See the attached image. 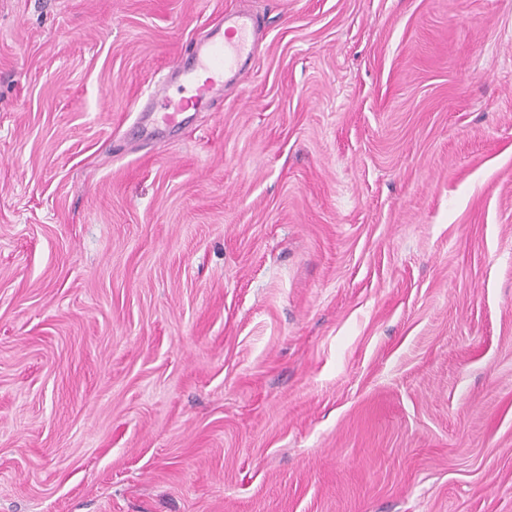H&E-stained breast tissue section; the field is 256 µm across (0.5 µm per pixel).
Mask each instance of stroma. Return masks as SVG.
<instances>
[{
  "instance_id": "35a3bbf8",
  "label": "stroma",
  "mask_w": 512,
  "mask_h": 512,
  "mask_svg": "<svg viewBox=\"0 0 512 512\" xmlns=\"http://www.w3.org/2000/svg\"><path fill=\"white\" fill-rule=\"evenodd\" d=\"M0 512H512V0H0ZM257 35L256 18L248 12L225 14L224 28L217 30V37L205 45H195L189 56L191 61L182 66L183 89L195 92L190 97L166 99L160 114L165 123H173L179 112L194 105L198 97L216 96L241 70L243 59L254 53Z\"/></svg>"
}]
</instances>
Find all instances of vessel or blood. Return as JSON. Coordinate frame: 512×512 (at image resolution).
Instances as JSON below:
<instances>
[{"label":"vessel or blood","instance_id":"1","mask_svg":"<svg viewBox=\"0 0 512 512\" xmlns=\"http://www.w3.org/2000/svg\"><path fill=\"white\" fill-rule=\"evenodd\" d=\"M257 21L247 12L225 15L224 25L217 30L215 40L194 46L189 63L182 67L183 97L165 100L160 118L164 123L175 122L180 112L195 104L197 98L216 96L241 70L243 59L254 53Z\"/></svg>","mask_w":512,"mask_h":512}]
</instances>
